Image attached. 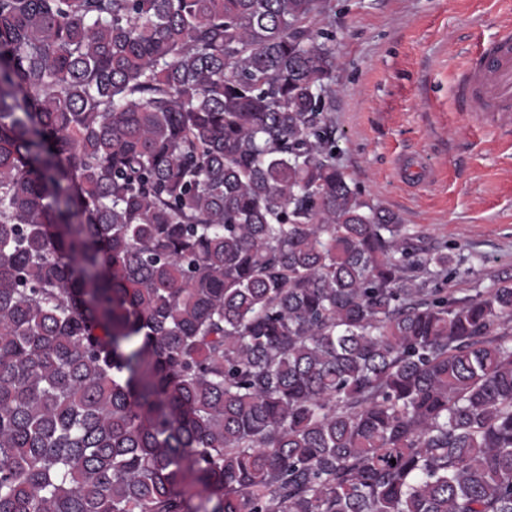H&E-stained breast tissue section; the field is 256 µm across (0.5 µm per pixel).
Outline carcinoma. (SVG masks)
Returning a JSON list of instances; mask_svg holds the SVG:
<instances>
[{
  "instance_id": "1",
  "label": "carcinoma",
  "mask_w": 512,
  "mask_h": 512,
  "mask_svg": "<svg viewBox=\"0 0 512 512\" xmlns=\"http://www.w3.org/2000/svg\"><path fill=\"white\" fill-rule=\"evenodd\" d=\"M324 7L0 0V512H512V279L336 166Z\"/></svg>"
}]
</instances>
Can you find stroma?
Segmentation results:
<instances>
[{
	"instance_id": "obj_1",
	"label": "stroma",
	"mask_w": 512,
	"mask_h": 512,
	"mask_svg": "<svg viewBox=\"0 0 512 512\" xmlns=\"http://www.w3.org/2000/svg\"><path fill=\"white\" fill-rule=\"evenodd\" d=\"M509 24L512 0H326L308 23L336 53L337 166L424 246L471 258L453 288L512 277V146L453 104L462 65Z\"/></svg>"
}]
</instances>
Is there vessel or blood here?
I'll use <instances>...</instances> for the list:
<instances>
[{
    "mask_svg": "<svg viewBox=\"0 0 512 512\" xmlns=\"http://www.w3.org/2000/svg\"><path fill=\"white\" fill-rule=\"evenodd\" d=\"M459 111L476 115L499 130L512 117V29L486 45L463 73L457 89Z\"/></svg>",
    "mask_w": 512,
    "mask_h": 512,
    "instance_id": "obj_1",
    "label": "vessel or blood"
}]
</instances>
